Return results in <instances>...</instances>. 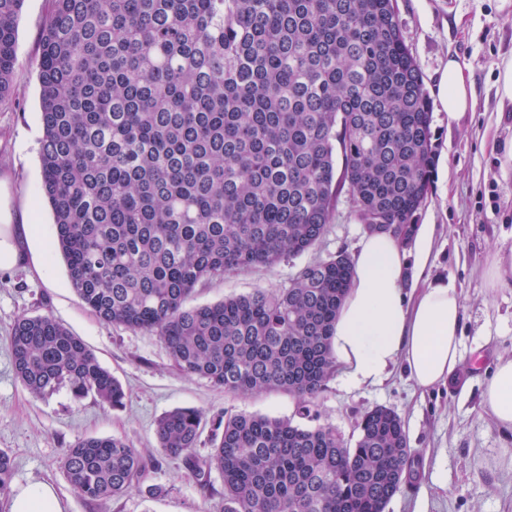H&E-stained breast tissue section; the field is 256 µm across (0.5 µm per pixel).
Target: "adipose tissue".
<instances>
[{"mask_svg": "<svg viewBox=\"0 0 512 512\" xmlns=\"http://www.w3.org/2000/svg\"><path fill=\"white\" fill-rule=\"evenodd\" d=\"M438 99L452 120L474 109L470 68L458 56L448 58ZM34 240L41 243L40 263H47L52 243L43 238L40 225L30 219L1 224L0 269L26 261L25 246ZM430 247L425 226L412 252L389 233L362 237L331 336L332 355L346 385L379 383L400 366L425 392L446 383L462 367L466 306L461 291L443 278L406 285L409 269L425 268ZM481 405L500 430L512 433V355H498Z\"/></svg>", "mask_w": 512, "mask_h": 512, "instance_id": "ef3b65f1", "label": "adipose tissue"}]
</instances>
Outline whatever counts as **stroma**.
Here are the masks:
<instances>
[{"instance_id": "stroma-1", "label": "stroma", "mask_w": 512, "mask_h": 512, "mask_svg": "<svg viewBox=\"0 0 512 512\" xmlns=\"http://www.w3.org/2000/svg\"><path fill=\"white\" fill-rule=\"evenodd\" d=\"M499 4L394 0L426 90L436 88L454 52L471 67L476 106L452 121L439 101H432L436 167L416 219L432 227L426 275L451 280L464 292L462 346L468 371L463 381L424 394L400 367L376 385L352 387L336 377L312 408L318 423L334 425L347 439L370 408L384 406L401 417L413 456L410 475L386 512H512V434L497 428L480 406L496 356L512 354V277L495 289L487 284L497 255L512 252V176L501 175V147L512 140V107L501 106L496 84L499 64L512 57V13L501 11ZM49 9L50 0H24L17 20L13 97L0 104V211L14 224L24 213L35 212L50 237L52 215L38 196L41 118L35 67ZM364 234L351 200L342 197L325 235L309 252L206 282L188 303L289 287L300 267L341 250L355 253ZM40 313L51 314L79 336L121 381L126 390L122 409L89 397L76 399L66 387L44 399L24 390L8 336L19 316ZM178 407L204 411L197 449L203 455L214 416L228 411L290 418L296 401L284 393L234 396L179 372L156 333L113 327L94 316L72 290L60 255H52L42 273L27 262L0 270V450L15 460L11 492L50 484L63 512H223L221 497L209 496L182 459L157 447L159 418ZM87 436L122 438L155 459L153 481L164 495L151 499L135 489L103 506L88 503L61 471L64 449Z\"/></svg>"}]
</instances>
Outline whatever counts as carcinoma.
I'll list each match as a JSON object with an SVG mask.
<instances>
[{
  "mask_svg": "<svg viewBox=\"0 0 512 512\" xmlns=\"http://www.w3.org/2000/svg\"><path fill=\"white\" fill-rule=\"evenodd\" d=\"M24 0H0V102L16 63ZM40 198L71 288L103 323L156 333L175 365L234 395L284 392L295 416L336 373L332 327L350 286L343 251L288 288L186 306L226 272L312 249L342 194L368 233L408 244L431 186L432 108L393 0H51L39 42ZM9 343L22 386H62L114 409L122 383L49 314L22 316ZM201 411L158 421V447L183 458L224 512H385L410 448L393 410L374 407L350 443L330 424ZM61 468L103 505L154 464L115 437L65 449ZM11 455L0 450V495Z\"/></svg>",
  "mask_w": 512,
  "mask_h": 512,
  "instance_id": "1",
  "label": "carcinoma"
}]
</instances>
